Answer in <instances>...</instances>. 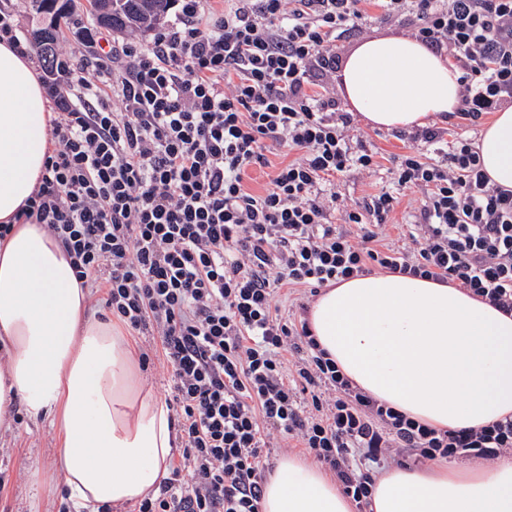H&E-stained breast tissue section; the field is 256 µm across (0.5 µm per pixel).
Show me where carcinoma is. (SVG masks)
<instances>
[{
  "label": "carcinoma",
  "mask_w": 512,
  "mask_h": 512,
  "mask_svg": "<svg viewBox=\"0 0 512 512\" xmlns=\"http://www.w3.org/2000/svg\"><path fill=\"white\" fill-rule=\"evenodd\" d=\"M73 0H30L31 8L49 21L30 31L44 68L53 73L62 67L57 48L61 39V19H73ZM87 14L99 26L120 32L149 31L168 13L174 0H88Z\"/></svg>",
  "instance_id": "carcinoma-1"
}]
</instances>
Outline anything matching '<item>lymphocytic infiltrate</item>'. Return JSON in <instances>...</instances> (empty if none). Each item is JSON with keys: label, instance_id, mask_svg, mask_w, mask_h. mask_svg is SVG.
<instances>
[{"label": "lymphocytic infiltrate", "instance_id": "lymphocytic-infiltrate-1", "mask_svg": "<svg viewBox=\"0 0 512 512\" xmlns=\"http://www.w3.org/2000/svg\"><path fill=\"white\" fill-rule=\"evenodd\" d=\"M461 73L468 136H411L391 185L345 204L336 177L374 170L373 144L325 93L336 42L368 6ZM52 86V150L12 224H41L76 276L171 369L181 459L136 512H261L278 440L333 471L369 512L375 465L512 453V418L438 430L357 391L320 350L308 298L376 271L453 284L512 313V190L491 185L470 134L512 102V0H180L146 45L71 55ZM292 152L260 193L249 172ZM421 193L405 245L380 235ZM293 312L279 313L281 291ZM293 362H286V355Z\"/></svg>", "mask_w": 512, "mask_h": 512}]
</instances>
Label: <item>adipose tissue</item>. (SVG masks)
<instances>
[{
	"mask_svg": "<svg viewBox=\"0 0 512 512\" xmlns=\"http://www.w3.org/2000/svg\"><path fill=\"white\" fill-rule=\"evenodd\" d=\"M344 100L377 129L428 126L460 105V71L411 36L367 38L345 56ZM40 74L0 41V223L39 184L52 147ZM493 184L512 190V106L476 145ZM308 320L353 387L441 430L512 416V315L455 286L385 273L325 288ZM118 320L47 230L18 224L0 240V417L22 404L57 429L55 460L75 512L131 505L157 491L176 452L164 398L136 379ZM370 512H512V455L490 467L445 460L373 477ZM261 512H353L324 468L295 456L268 477Z\"/></svg>",
	"mask_w": 512,
	"mask_h": 512,
	"instance_id": "adipose-tissue-1",
	"label": "adipose tissue"
}]
</instances>
